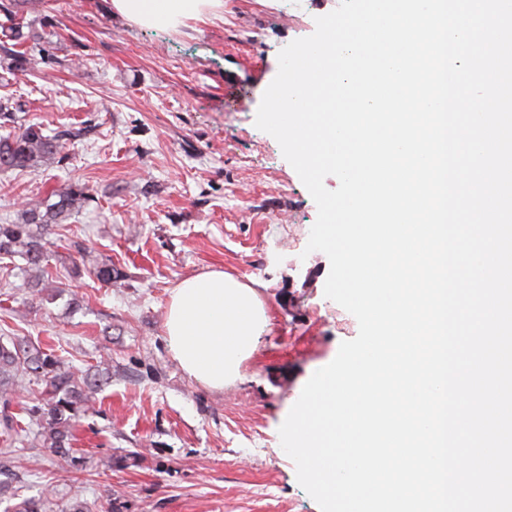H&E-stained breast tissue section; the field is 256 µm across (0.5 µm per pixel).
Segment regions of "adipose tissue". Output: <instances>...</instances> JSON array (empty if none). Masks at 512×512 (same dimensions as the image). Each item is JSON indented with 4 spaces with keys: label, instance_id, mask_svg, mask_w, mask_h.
Returning <instances> with one entry per match:
<instances>
[{
    "label": "adipose tissue",
    "instance_id": "ef3b65f1",
    "mask_svg": "<svg viewBox=\"0 0 512 512\" xmlns=\"http://www.w3.org/2000/svg\"><path fill=\"white\" fill-rule=\"evenodd\" d=\"M222 0H112L115 12L142 26L171 28ZM269 326L260 282L209 271L180 281L165 320L169 350L182 371L214 390L235 382Z\"/></svg>",
    "mask_w": 512,
    "mask_h": 512
}]
</instances>
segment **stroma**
Returning a JSON list of instances; mask_svg holds the SVG:
<instances>
[{
  "mask_svg": "<svg viewBox=\"0 0 512 512\" xmlns=\"http://www.w3.org/2000/svg\"><path fill=\"white\" fill-rule=\"evenodd\" d=\"M174 28L115 15L111 0H33L58 63L0 86L45 134L88 132L66 166L0 173V223L67 183L95 200L47 237L54 300L21 258L0 259V334L51 346L65 368L112 381L75 427L70 455L32 432L0 445V512H320L279 428L312 373L359 331L327 298L329 260L307 252L317 206L255 118L278 54L340 0H223ZM76 59L73 67L63 58ZM120 273L101 284L85 259ZM210 270L264 283L270 325L242 377L217 391L173 359V287Z\"/></svg>",
  "mask_w": 512,
  "mask_h": 512,
  "instance_id": "1",
  "label": "stroma"
}]
</instances>
